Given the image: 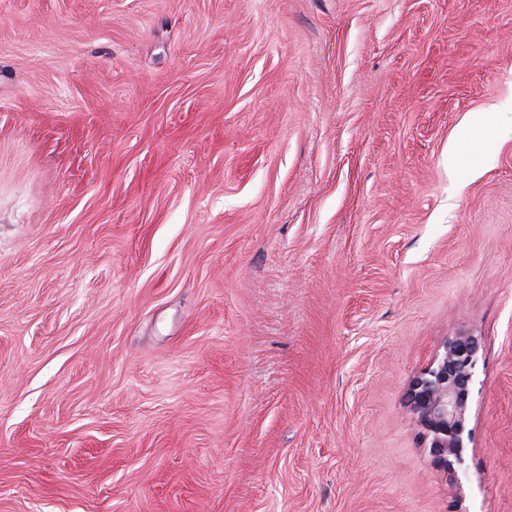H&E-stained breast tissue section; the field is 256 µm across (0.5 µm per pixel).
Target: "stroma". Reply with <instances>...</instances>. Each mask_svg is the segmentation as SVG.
Wrapping results in <instances>:
<instances>
[{"label":"stroma","instance_id":"stroma-1","mask_svg":"<svg viewBox=\"0 0 512 512\" xmlns=\"http://www.w3.org/2000/svg\"><path fill=\"white\" fill-rule=\"evenodd\" d=\"M0 512H512V0H0ZM479 342L459 333L446 338L435 357L410 380L407 409L420 427L436 465L455 477L471 439L467 416L477 365Z\"/></svg>","mask_w":512,"mask_h":512}]
</instances>
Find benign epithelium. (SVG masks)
Wrapping results in <instances>:
<instances>
[{
	"label": "benign epithelium",
	"instance_id": "1",
	"mask_svg": "<svg viewBox=\"0 0 512 512\" xmlns=\"http://www.w3.org/2000/svg\"><path fill=\"white\" fill-rule=\"evenodd\" d=\"M478 340L459 333L446 338L435 357L410 380L407 409L420 427L436 465L455 475L471 439L467 416L479 352Z\"/></svg>",
	"mask_w": 512,
	"mask_h": 512
}]
</instances>
